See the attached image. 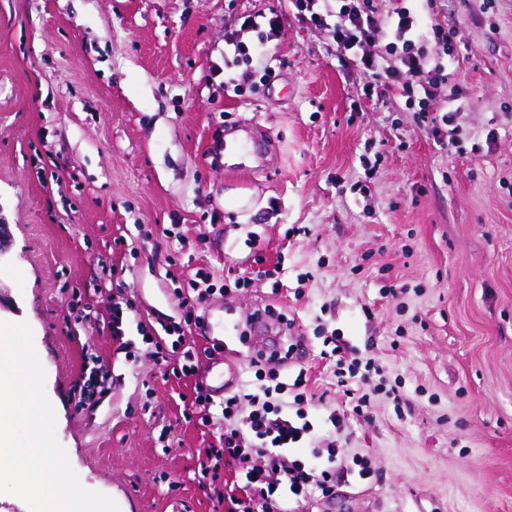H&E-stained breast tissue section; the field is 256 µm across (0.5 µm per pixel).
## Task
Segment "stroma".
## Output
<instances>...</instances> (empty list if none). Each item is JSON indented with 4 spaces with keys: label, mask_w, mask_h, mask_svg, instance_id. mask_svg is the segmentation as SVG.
<instances>
[{
    "label": "stroma",
    "mask_w": 512,
    "mask_h": 512,
    "mask_svg": "<svg viewBox=\"0 0 512 512\" xmlns=\"http://www.w3.org/2000/svg\"><path fill=\"white\" fill-rule=\"evenodd\" d=\"M273 9L253 85L225 91L209 75L225 32ZM437 20L463 52L448 144L431 131L447 90L425 115L365 96L288 0H0V321L30 327L83 487L120 512H225L235 468L199 482L220 431L190 404L231 365L255 383L245 319L270 306L305 344L282 381L305 372L310 420L336 411L344 454L377 472L337 483L354 501L298 512H512V0H442ZM243 119L276 140L270 169L214 163L215 135ZM199 268L206 323L167 334ZM238 277L251 287L223 293ZM324 329L372 351L367 417L320 356ZM189 350L195 374H166Z\"/></svg>",
    "instance_id": "35a3bbf8"
}]
</instances>
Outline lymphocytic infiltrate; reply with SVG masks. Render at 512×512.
<instances>
[{
  "mask_svg": "<svg viewBox=\"0 0 512 512\" xmlns=\"http://www.w3.org/2000/svg\"><path fill=\"white\" fill-rule=\"evenodd\" d=\"M299 20L331 33L337 49L349 53L366 79L364 92L375 86L398 90L406 105L426 108L438 89L448 83L449 66L460 53L453 31L435 23L438 0H391L379 13L375 0H335L327 8L322 0H290ZM435 51H428V44ZM263 52L239 32L224 35V87L241 93L249 73L235 74L239 64L252 63ZM292 399L281 397V385L254 383L251 388L225 394L220 413H212L213 399L196 385L192 405L204 425L223 426L220 445L206 449L210 459H226L238 468L243 481L238 494L229 495L228 512H288L290 502L336 494L337 480L372 481L375 470L367 460L343 457L334 443L310 444L314 427L304 408L312 402L305 375H297ZM309 444L304 459L287 460L284 451Z\"/></svg>",
  "mask_w": 512,
  "mask_h": 512,
  "instance_id": "lymphocytic-infiltrate-1",
  "label": "lymphocytic infiltrate"
}]
</instances>
